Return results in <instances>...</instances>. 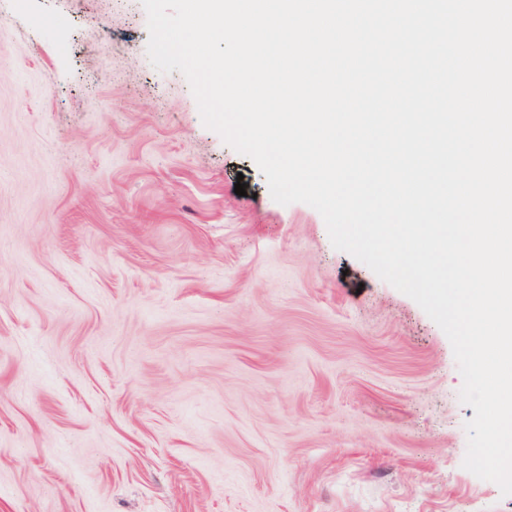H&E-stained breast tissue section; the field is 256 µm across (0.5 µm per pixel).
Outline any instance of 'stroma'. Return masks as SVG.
<instances>
[{"label":"stroma","instance_id":"obj_1","mask_svg":"<svg viewBox=\"0 0 512 512\" xmlns=\"http://www.w3.org/2000/svg\"><path fill=\"white\" fill-rule=\"evenodd\" d=\"M148 38L141 0H0V512H512L444 332Z\"/></svg>","mask_w":512,"mask_h":512}]
</instances>
